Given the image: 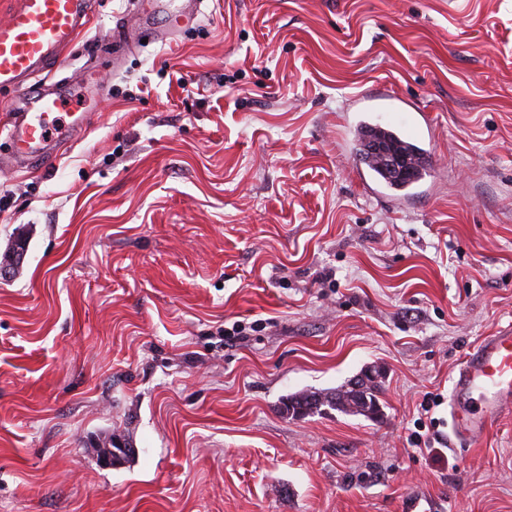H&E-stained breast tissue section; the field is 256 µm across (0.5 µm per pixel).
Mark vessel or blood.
Returning <instances> with one entry per match:
<instances>
[{"label":"vessel or blood","instance_id":"b4317fda","mask_svg":"<svg viewBox=\"0 0 512 512\" xmlns=\"http://www.w3.org/2000/svg\"><path fill=\"white\" fill-rule=\"evenodd\" d=\"M96 0H18L6 21L0 22V89L18 96L6 130L12 160L43 167L84 134L104 94L94 71L76 83L56 82L46 88L40 76L88 25ZM153 12L168 15L160 40L178 35L197 19L199 0H184L177 14H170V0H148ZM137 17L116 25L106 45L128 44L144 28ZM369 95H359L346 125L351 138L370 136L407 147L413 168L411 184H423L434 172L427 141L433 140L431 124H420L415 115L401 116L396 107L366 111ZM449 417L453 432L466 444L484 440L502 417L512 414V324L479 338L461 359L451 378Z\"/></svg>","mask_w":512,"mask_h":512}]
</instances>
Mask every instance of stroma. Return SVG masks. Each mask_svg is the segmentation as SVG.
<instances>
[{
  "label": "stroma",
  "instance_id": "obj_1",
  "mask_svg": "<svg viewBox=\"0 0 512 512\" xmlns=\"http://www.w3.org/2000/svg\"><path fill=\"white\" fill-rule=\"evenodd\" d=\"M127 10L98 0L46 73L96 65L90 129L0 169V254L27 240L0 279V512H512V416L471 448L448 425L455 366L512 323V0H204L115 72ZM367 90L435 128L398 204L345 145ZM369 367L381 419L279 410ZM113 435L138 453L107 467Z\"/></svg>",
  "mask_w": 512,
  "mask_h": 512
}]
</instances>
